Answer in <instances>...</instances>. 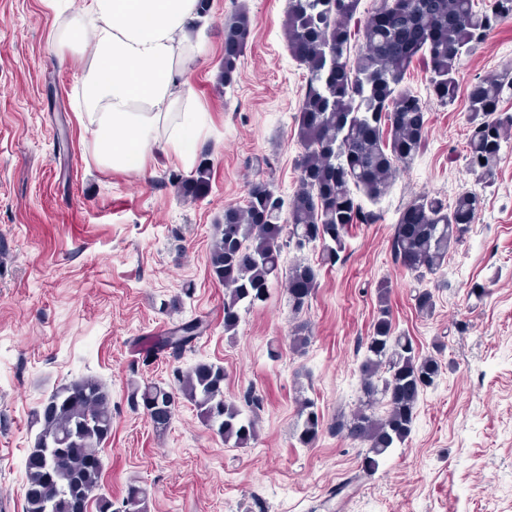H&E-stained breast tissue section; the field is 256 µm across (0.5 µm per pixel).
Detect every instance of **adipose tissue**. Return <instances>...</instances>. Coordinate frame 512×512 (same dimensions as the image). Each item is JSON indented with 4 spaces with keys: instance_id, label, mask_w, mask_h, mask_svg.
<instances>
[{
    "instance_id": "1",
    "label": "adipose tissue",
    "mask_w": 512,
    "mask_h": 512,
    "mask_svg": "<svg viewBox=\"0 0 512 512\" xmlns=\"http://www.w3.org/2000/svg\"><path fill=\"white\" fill-rule=\"evenodd\" d=\"M69 21L51 33L59 56L85 59L78 110L92 127V158L104 169L144 174L150 160L175 153L191 166L186 141L204 128L189 81L203 47L188 24L198 0H42Z\"/></svg>"
}]
</instances>
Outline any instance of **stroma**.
<instances>
[{"instance_id":"obj_1","label":"stroma","mask_w":512,"mask_h":512,"mask_svg":"<svg viewBox=\"0 0 512 512\" xmlns=\"http://www.w3.org/2000/svg\"><path fill=\"white\" fill-rule=\"evenodd\" d=\"M287 7L210 0L191 31L206 48L191 74L206 118L195 159L210 167L208 194L192 200L176 182L194 171L175 156L146 176L95 166L92 130L76 113L81 67L50 41L56 17L42 0H0V512H24L34 409L84 376L101 379L112 402L101 492L117 501L140 484L148 512H512V144L491 187L478 188L463 159L469 88L512 66V19L463 57L453 105L429 100L423 150L378 202H364L378 221L352 227L308 309L294 316L275 280L231 336L225 288L208 265L224 208L259 181L286 199L297 186L307 70L288 50ZM241 8L251 31L227 91L224 22ZM473 190L482 198L476 221L431 278L436 308L423 317L417 283L391 252L398 210L423 193L451 203ZM384 281L396 333L425 354L444 342L450 367L420 395L406 443L355 484L362 445L325 431L302 447L298 402L314 400L327 420L356 409ZM476 284L483 298L470 297ZM299 317L311 328L302 355L289 339ZM193 319L205 330L191 348L178 357L159 348ZM201 362L223 366L227 400L260 397L248 447L224 444L184 399L162 435L131 409V383L172 387Z\"/></svg>"}]
</instances>
